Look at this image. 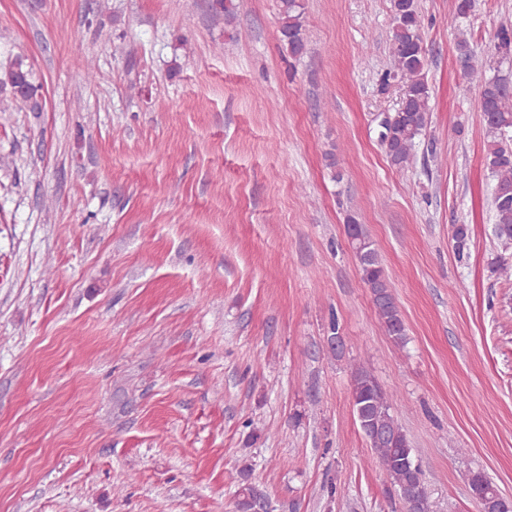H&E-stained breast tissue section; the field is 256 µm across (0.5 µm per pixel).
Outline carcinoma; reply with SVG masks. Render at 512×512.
Listing matches in <instances>:
<instances>
[{
  "mask_svg": "<svg viewBox=\"0 0 512 512\" xmlns=\"http://www.w3.org/2000/svg\"><path fill=\"white\" fill-rule=\"evenodd\" d=\"M393 13L392 66L382 75L381 88H386L392 79L404 81L403 102L380 121L378 139L392 166L404 169L426 128L430 87L425 79L426 57L417 0H393ZM279 33L288 53L294 57L304 54L302 0H280ZM455 50L467 87L478 92L479 108L488 133L485 165L494 182L492 232L507 247L512 245V80L499 75L487 76L485 65L476 60V52L465 36L457 38ZM491 52L501 61L512 58L511 23L502 24L496 30ZM0 86L10 89L11 100L29 102L34 108L39 106V89L32 83L23 60H15L0 74ZM346 235L381 325L395 343H405L406 325L374 242L354 216L347 218ZM470 239V225H452L451 240L457 255L467 252ZM351 399L354 419L377 454L405 512H410L411 501H429L423 471L393 412L395 394L385 390L370 370L358 365L351 373ZM240 475L241 484L235 492L236 512H269L268 498L249 482L248 467H243ZM479 503L482 512H502L504 507L497 489L488 480Z\"/></svg>",
  "mask_w": 512,
  "mask_h": 512,
  "instance_id": "1",
  "label": "carcinoma"
}]
</instances>
